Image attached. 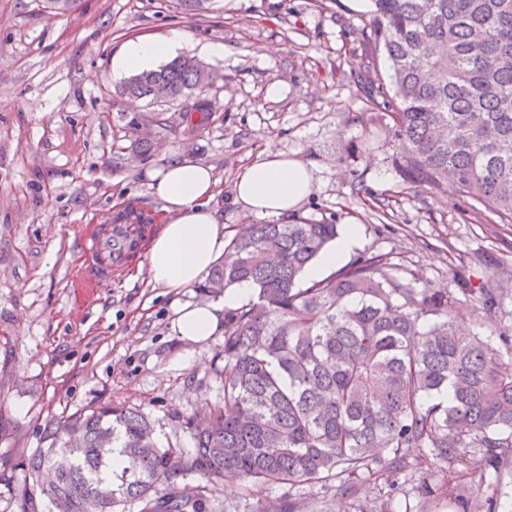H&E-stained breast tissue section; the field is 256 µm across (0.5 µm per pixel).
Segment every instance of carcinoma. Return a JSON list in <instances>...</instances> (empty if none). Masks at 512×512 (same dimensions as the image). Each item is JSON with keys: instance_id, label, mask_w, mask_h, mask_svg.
<instances>
[{"instance_id": "carcinoma-1", "label": "carcinoma", "mask_w": 512, "mask_h": 512, "mask_svg": "<svg viewBox=\"0 0 512 512\" xmlns=\"http://www.w3.org/2000/svg\"><path fill=\"white\" fill-rule=\"evenodd\" d=\"M187 15L208 0H175ZM366 100L384 111L406 179L448 187L512 224V0H372ZM205 67L177 57L135 74L121 94L151 103L195 99L206 124ZM338 225L248 224L201 288L248 281L255 295L224 312L222 397L178 417L192 448L158 446L139 408L107 404L55 423L34 449L21 512H203L221 481L284 485L279 512H300L295 486L353 495L435 464L512 474V360L464 317L492 315L498 289L465 284L464 303L400 281L386 253L366 254L300 286ZM451 393V398L439 395ZM127 466L108 471L113 449ZM205 481L186 493L178 479Z\"/></svg>"}]
</instances>
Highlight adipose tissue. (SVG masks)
Listing matches in <instances>:
<instances>
[{
  "instance_id": "adipose-tissue-1",
  "label": "adipose tissue",
  "mask_w": 512,
  "mask_h": 512,
  "mask_svg": "<svg viewBox=\"0 0 512 512\" xmlns=\"http://www.w3.org/2000/svg\"><path fill=\"white\" fill-rule=\"evenodd\" d=\"M189 39L187 30L172 28L128 40L113 57L112 67L119 74L150 69ZM148 177L165 217L146 246L148 281L175 292L194 287L223 258L225 207L257 219L284 220L314 189L310 163L272 147L240 169L225 204L219 199L213 167L185 153L169 152ZM252 294V284L244 281L226 287L216 299L185 303L176 308L172 326L182 340L202 345L221 331L225 311Z\"/></svg>"
}]
</instances>
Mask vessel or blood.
Returning a JSON list of instances; mask_svg holds the SVG:
<instances>
[{"label":"vessel or blood","mask_w":512,"mask_h":512,"mask_svg":"<svg viewBox=\"0 0 512 512\" xmlns=\"http://www.w3.org/2000/svg\"><path fill=\"white\" fill-rule=\"evenodd\" d=\"M147 231L146 225L133 219L93 225L82 239V247L91 262L76 284L78 292L84 297H93L98 288L125 266Z\"/></svg>","instance_id":"obj_1"}]
</instances>
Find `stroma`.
<instances>
[{
    "label": "stroma",
    "mask_w": 512,
    "mask_h": 512,
    "mask_svg": "<svg viewBox=\"0 0 512 512\" xmlns=\"http://www.w3.org/2000/svg\"><path fill=\"white\" fill-rule=\"evenodd\" d=\"M370 10L369 0H213L190 16L171 0H78L54 14L45 0H0V512H18L22 462L45 447L49 424L123 403L149 416L160 446L188 449L177 415L222 395L212 368L223 334L188 358L172 330L174 303L204 299L201 288L175 294L125 270L85 307L71 288L87 225L135 210L159 229L147 172L167 147L212 164L225 192L267 147L312 163L314 192L297 217L356 225L347 261L390 253L414 287L458 299L464 283L488 282L500 308L469 329L512 356V224L454 191L404 181L385 120L360 87ZM173 27L189 31L186 52L222 77L210 91L216 112L192 133L188 102L128 99L112 71L125 41ZM215 42L223 57L205 53ZM274 82L283 94L270 99ZM133 117L150 132L149 152L135 148ZM280 493L221 485L206 512H263ZM380 493L393 512H462L461 501L488 497L512 512V477L456 465L351 497L305 488L301 512H368Z\"/></svg>",
    "instance_id": "stroma-1"
}]
</instances>
